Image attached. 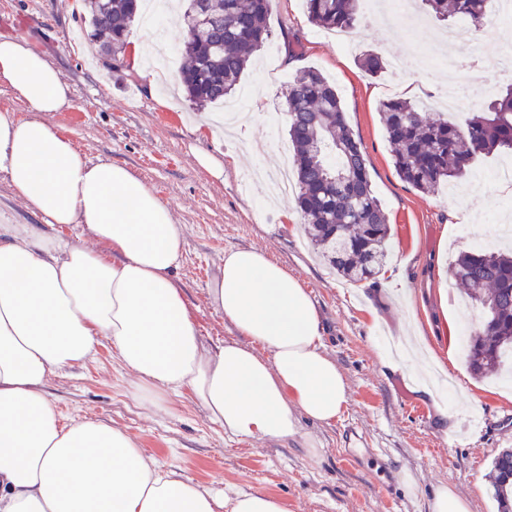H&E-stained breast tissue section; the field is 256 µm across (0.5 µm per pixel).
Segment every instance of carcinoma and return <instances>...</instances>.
I'll use <instances>...</instances> for the list:
<instances>
[{
    "label": "carcinoma",
    "mask_w": 512,
    "mask_h": 512,
    "mask_svg": "<svg viewBox=\"0 0 512 512\" xmlns=\"http://www.w3.org/2000/svg\"><path fill=\"white\" fill-rule=\"evenodd\" d=\"M304 2L317 27L356 34L359 0ZM423 2L439 20L465 19L478 28L491 0ZM89 8L90 39L112 57V68H121L119 50L136 17L137 0H89ZM272 8L273 0H188L181 80L191 102H222L236 91L251 54L269 39ZM361 64L372 76L387 69L376 53L363 55ZM286 100L299 188L296 206L308 235L339 276L352 282L373 279L387 256L390 226L341 98L319 69L306 67L289 82ZM379 111L399 177L420 192L465 178L481 154L512 150L511 84L487 111L462 126L431 119L421 105L401 98L382 101ZM452 274L483 314L466 363L472 374L486 377L512 355V255L466 252L454 261ZM491 481L499 512H512V448L493 457Z\"/></svg>",
    "instance_id": "carcinoma-1"
}]
</instances>
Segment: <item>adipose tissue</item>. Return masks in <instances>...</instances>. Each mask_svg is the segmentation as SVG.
I'll return each mask as SVG.
<instances>
[{"instance_id":"adipose-tissue-1","label":"adipose tissue","mask_w":512,"mask_h":512,"mask_svg":"<svg viewBox=\"0 0 512 512\" xmlns=\"http://www.w3.org/2000/svg\"><path fill=\"white\" fill-rule=\"evenodd\" d=\"M0 80L31 113L0 115V175L26 210L106 247L0 224V512H285L273 496L221 499L162 470L112 425L63 422L44 386L106 340L151 406L159 391L186 390L225 434L298 437L302 421L331 424L348 401L311 294L265 250L227 251L210 294L238 337L205 343L172 277L183 228L168 206L44 121L68 105L69 86L27 41L0 36Z\"/></svg>"}]
</instances>
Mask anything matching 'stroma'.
<instances>
[{"mask_svg":"<svg viewBox=\"0 0 512 512\" xmlns=\"http://www.w3.org/2000/svg\"><path fill=\"white\" fill-rule=\"evenodd\" d=\"M74 0H0V36L26 39L52 62L70 87V103L47 113L74 148L90 160L127 166L182 224L184 247L174 278L208 343L232 338L235 328L210 303V286L237 248H259L313 296L322 317L323 349L348 385L343 414L330 425L302 422L317 442L226 435L187 394L164 395V410L146 407L136 376L101 344L84 364L53 374L45 391L64 420L101 421L126 431L158 466L216 492H261L286 512H428L432 494L447 485L465 495L471 512H497L490 492L491 461L512 448V379L471 374L459 336L481 314L463 297L450 266L483 239L489 249L512 246V193L487 171L512 167V152L479 158L463 180L421 193L394 167L380 119L383 100L404 85L414 99L436 102L438 69L403 67L381 76L359 65L368 51L389 59L398 28L361 25L347 49L315 27L303 0H274L272 35L242 77L247 126L224 128L222 104H192L182 87L154 85L131 68L113 70L102 55L86 59L87 9ZM478 48L473 81L494 91L512 83L490 51L512 47V20L488 15L472 34ZM313 66L335 84L347 122L360 139L372 188L390 224L379 276L352 284L321 261L294 198L272 200L264 181L244 183L257 169L272 170L277 144L288 140L285 92L295 73ZM214 122L200 132L202 116ZM208 152L224 166L214 176L196 156ZM0 215L13 224H44L47 233L95 240L81 228L45 224L11 196L0 176Z\"/></svg>","mask_w":512,"mask_h":512,"instance_id":"stroma-1","label":"stroma"}]
</instances>
